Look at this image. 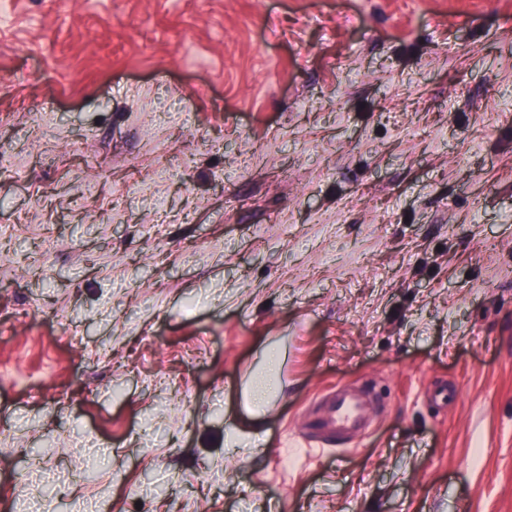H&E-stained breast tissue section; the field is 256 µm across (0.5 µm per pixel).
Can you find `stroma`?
<instances>
[{
	"label": "stroma",
	"instance_id": "1",
	"mask_svg": "<svg viewBox=\"0 0 512 512\" xmlns=\"http://www.w3.org/2000/svg\"><path fill=\"white\" fill-rule=\"evenodd\" d=\"M0 145V512H512V0H15ZM325 412L316 420L313 430L321 437L351 440L361 434L363 403L349 395L345 388H338L325 397Z\"/></svg>",
	"mask_w": 512,
	"mask_h": 512
}]
</instances>
